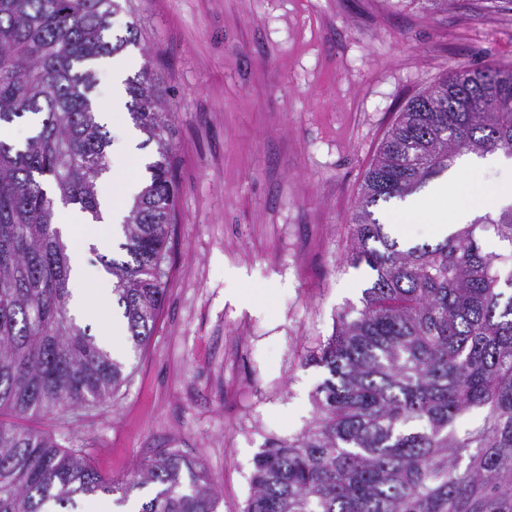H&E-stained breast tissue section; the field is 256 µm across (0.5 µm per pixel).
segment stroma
<instances>
[{"mask_svg": "<svg viewBox=\"0 0 512 512\" xmlns=\"http://www.w3.org/2000/svg\"><path fill=\"white\" fill-rule=\"evenodd\" d=\"M127 76L153 59L174 112L177 224L165 301L101 401L0 424L81 450L104 477L170 448L244 512L253 459L300 432L327 372L310 356L374 279L351 214L407 103L484 62L512 66L497 0H134Z\"/></svg>", "mask_w": 512, "mask_h": 512, "instance_id": "obj_1", "label": "stroma"}]
</instances>
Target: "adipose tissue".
I'll list each match as a JSON object with an SVG mask.
<instances>
[{"instance_id":"obj_1","label":"adipose tissue","mask_w":512,"mask_h":512,"mask_svg":"<svg viewBox=\"0 0 512 512\" xmlns=\"http://www.w3.org/2000/svg\"><path fill=\"white\" fill-rule=\"evenodd\" d=\"M496 169L502 177V185L498 190L489 191L482 185H475L468 204L457 207H443L433 215L431 232L436 237H446L448 227L452 224L466 223L474 212L496 211L512 204V157L502 154L478 156L469 154L461 157L456 165L449 170L447 177L435 187L436 196L443 197L454 182L470 178L488 169ZM137 190L135 180L119 176L118 172H110L103 183L100 195V220H92L86 214L69 206H58L54 223L60 231L69 251L75 254L72 263L71 277L68 288L71 292L70 310L77 321L89 319L86 304V285L90 278L89 270L79 261V254L96 250L108 251L112 246L114 228L125 216L126 202Z\"/></svg>"}]
</instances>
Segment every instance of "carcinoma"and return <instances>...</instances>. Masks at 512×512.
I'll list each match as a JSON object with an SVG mask.
<instances>
[{
	"label": "carcinoma",
	"mask_w": 512,
	"mask_h": 512,
	"mask_svg": "<svg viewBox=\"0 0 512 512\" xmlns=\"http://www.w3.org/2000/svg\"><path fill=\"white\" fill-rule=\"evenodd\" d=\"M122 1L130 37L111 42ZM138 31L132 0H0V126L41 116L23 146L0 140V408L78 409L125 380L123 364L69 315L71 260L53 216L59 201L99 217L110 140L91 64ZM127 91L157 159L124 224L129 260L104 265L138 348L166 291L174 123L151 60ZM496 150L512 155V68H464L400 113L352 214L349 261L375 279L311 357L328 372L311 424L255 455L244 512H512V252H487L476 236L490 228L512 245V206L406 249L372 211L464 154ZM472 414L479 423L462 428ZM148 484L157 491L139 512H217L202 465L177 451L108 479L51 437L0 424V512H75L97 493L124 504Z\"/></svg>",
	"instance_id": "obj_1"
}]
</instances>
